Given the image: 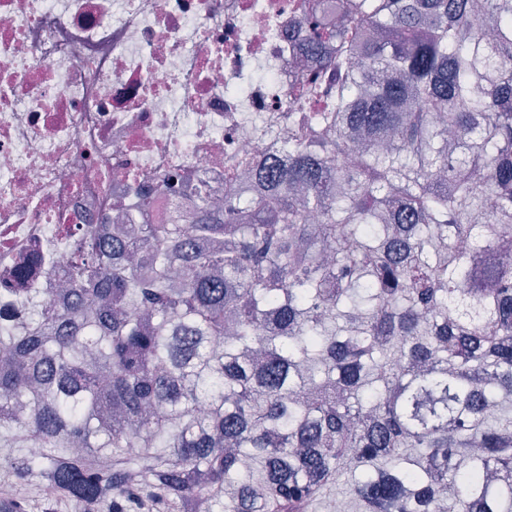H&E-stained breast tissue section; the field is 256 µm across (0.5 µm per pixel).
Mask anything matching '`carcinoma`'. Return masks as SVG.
<instances>
[{
  "instance_id": "cac0c4a2",
  "label": "carcinoma",
  "mask_w": 512,
  "mask_h": 512,
  "mask_svg": "<svg viewBox=\"0 0 512 512\" xmlns=\"http://www.w3.org/2000/svg\"><path fill=\"white\" fill-rule=\"evenodd\" d=\"M331 102L0 321V512H512V0H316ZM40 442L25 449L24 437Z\"/></svg>"
}]
</instances>
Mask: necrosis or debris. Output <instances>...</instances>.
Returning a JSON list of instances; mask_svg holds the SVG:
<instances>
[{
	"mask_svg": "<svg viewBox=\"0 0 512 512\" xmlns=\"http://www.w3.org/2000/svg\"><path fill=\"white\" fill-rule=\"evenodd\" d=\"M305 0H0V279L36 257L49 298L85 232L136 224L163 175L223 197L301 103L288 24Z\"/></svg>",
	"mask_w": 512,
	"mask_h": 512,
	"instance_id": "4bbe7bcc",
	"label": "necrosis or debris"
}]
</instances>
